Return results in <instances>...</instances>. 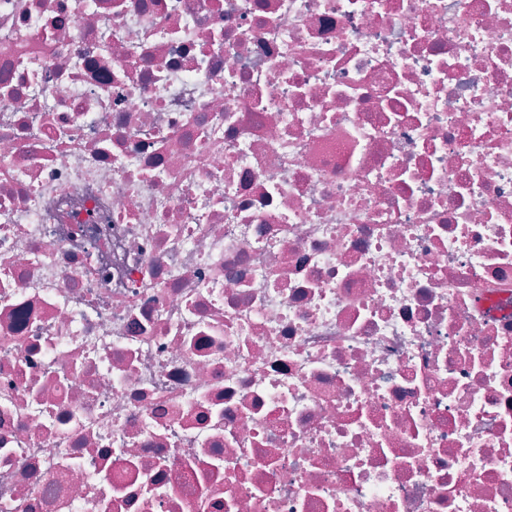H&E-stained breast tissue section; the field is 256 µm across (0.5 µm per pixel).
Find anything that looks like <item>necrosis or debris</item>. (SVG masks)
Returning <instances> with one entry per match:
<instances>
[{"mask_svg":"<svg viewBox=\"0 0 512 512\" xmlns=\"http://www.w3.org/2000/svg\"><path fill=\"white\" fill-rule=\"evenodd\" d=\"M0 512H512V0H0Z\"/></svg>","mask_w":512,"mask_h":512,"instance_id":"1","label":"necrosis or debris"}]
</instances>
